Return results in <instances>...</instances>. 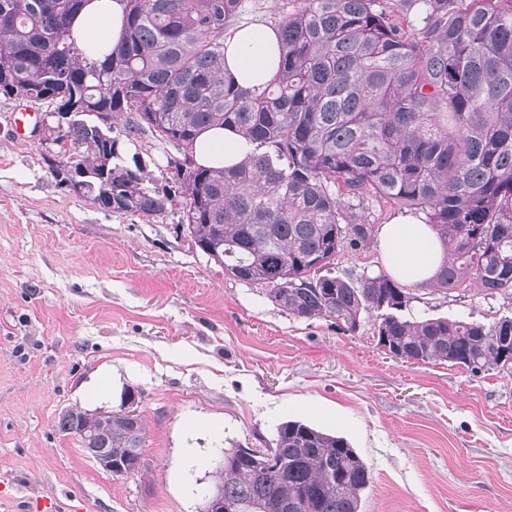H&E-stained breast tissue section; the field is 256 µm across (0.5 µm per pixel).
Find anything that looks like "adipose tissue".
Masks as SVG:
<instances>
[{"instance_id": "ef3b65f1", "label": "adipose tissue", "mask_w": 512, "mask_h": 512, "mask_svg": "<svg viewBox=\"0 0 512 512\" xmlns=\"http://www.w3.org/2000/svg\"><path fill=\"white\" fill-rule=\"evenodd\" d=\"M124 7L120 0H89L71 26V34L87 55L98 48L116 46L123 33ZM226 65L236 82L253 86L267 81L279 60L275 30L261 21L234 29L225 40ZM251 147L238 134L221 127L201 133L195 160L207 167H228L238 163ZM379 248L387 269L402 283L422 286L435 276L442 263L436 235L416 215L399 214L380 232Z\"/></svg>"}]
</instances>
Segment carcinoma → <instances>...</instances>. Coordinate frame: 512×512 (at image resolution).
Segmentation results:
<instances>
[{
  "label": "carcinoma",
  "mask_w": 512,
  "mask_h": 512,
  "mask_svg": "<svg viewBox=\"0 0 512 512\" xmlns=\"http://www.w3.org/2000/svg\"><path fill=\"white\" fill-rule=\"evenodd\" d=\"M121 42L90 58L71 36L88 0H0V99L82 116L47 158L58 183L80 182L105 210L182 213L196 246L224 273L267 288L288 314L332 318L355 333L374 314L396 358L475 373L512 367V318H404L409 297L380 272L354 281L311 276L376 237L371 199L425 216L444 259L427 287L466 281L512 296V0H425L421 36L384 0H294L273 25L279 64L264 86L224 71V32L242 0H122ZM110 118L101 133L97 117ZM224 126L255 144L232 167L194 160L198 135ZM178 147L164 183L126 155L145 132ZM80 447L106 448L113 474L142 458L146 425L119 409L58 419ZM275 455L235 443L215 467L227 512H360L371 468L350 442L302 420L279 424Z\"/></svg>",
  "instance_id": "cac0c4a2"
}]
</instances>
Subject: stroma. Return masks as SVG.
<instances>
[{"mask_svg": "<svg viewBox=\"0 0 512 512\" xmlns=\"http://www.w3.org/2000/svg\"><path fill=\"white\" fill-rule=\"evenodd\" d=\"M0 102V512H201L231 442L269 448L282 421L343 435L371 467L361 512H512V369L406 361L369 326L289 316L226 277L176 214L101 209L58 184L38 135ZM385 264L378 246L328 274ZM408 311L491 323L512 299L467 283L407 287ZM142 394L143 467L116 476L56 427L69 407Z\"/></svg>", "mask_w": 512, "mask_h": 512, "instance_id": "1", "label": "stroma"}]
</instances>
